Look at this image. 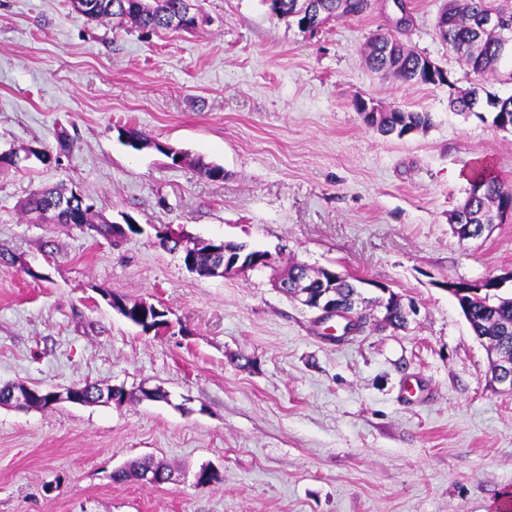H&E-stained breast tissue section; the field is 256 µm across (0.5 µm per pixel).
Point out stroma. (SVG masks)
<instances>
[{
  "instance_id": "obj_1",
  "label": "stroma",
  "mask_w": 512,
  "mask_h": 512,
  "mask_svg": "<svg viewBox=\"0 0 512 512\" xmlns=\"http://www.w3.org/2000/svg\"><path fill=\"white\" fill-rule=\"evenodd\" d=\"M444 0H406L404 43L450 85L368 69L363 48L396 29L393 0L301 31L264 0H199L189 31L92 21L70 0H0V387H123V403L0 404V512H495L512 494V395L447 290L505 277L512 216L462 240L449 216L473 168L512 185V131L454 112L476 78L436 33ZM430 113L382 136L357 100ZM146 132L135 150L122 129ZM50 153L42 163L28 149ZM182 154L181 163L166 150ZM223 168L220 181L199 162ZM82 191L140 233L33 223L42 187ZM224 241L271 266L205 277L168 251ZM389 286L406 328L337 342L274 288L293 263ZM163 307L145 334L108 301ZM161 389L163 400L141 398ZM151 456L172 473L114 481ZM217 475L196 482L200 470Z\"/></svg>"
}]
</instances>
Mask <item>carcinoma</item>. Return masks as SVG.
<instances>
[{
  "label": "carcinoma",
  "mask_w": 512,
  "mask_h": 512,
  "mask_svg": "<svg viewBox=\"0 0 512 512\" xmlns=\"http://www.w3.org/2000/svg\"><path fill=\"white\" fill-rule=\"evenodd\" d=\"M98 9L95 20H130L136 27L156 31L170 28V17L182 12L184 0H95ZM272 13L289 16L304 12L297 23L308 19L313 28H322L333 19L346 16H360L371 8L370 0H264ZM494 13L508 26V35L512 37V0H445L441 16L436 25L440 39L448 49L457 54L460 62L478 78L473 86L452 94L450 106L457 112L474 114L476 109L484 107L492 114V122L502 129L512 128V96L502 99L489 92L483 82L490 78H505L512 81V67L507 71L501 68L512 64V41L504 42L499 30L483 28L486 14ZM366 62L374 70L385 71L407 83L430 85L424 72L419 69L421 54L406 47L391 33H378L368 43L365 50ZM432 124L428 112L408 111L393 106L381 114L375 126L376 131L387 136H405L410 130L427 129ZM60 208L53 216L59 224H79L90 226L99 236L112 238V224L107 216L93 210L86 203V197H73L63 188H44L32 193L22 204L25 214L35 215V219L47 218L49 207ZM512 210V186L505 185L496 175L481 170L473 175L470 191L450 217L452 223L465 226L457 231L462 239L476 238L482 235L485 225L503 219L507 210ZM170 251H183L192 257L193 271L206 276L223 275L224 257L211 252V245L188 247L174 240L164 243ZM326 275V269L313 270L302 264H293L288 268V282L308 276L316 280ZM336 292L349 300L365 302L355 283L344 277L336 283ZM128 321L134 325L142 322L155 330L166 324V313L150 311L141 314L139 302L129 303ZM469 324L478 337L496 336L499 346L506 355L512 354V297H503L496 290H484L470 298ZM163 469L150 458L136 460L125 470L114 474V480L123 482L136 476L138 471L148 468Z\"/></svg>",
  "instance_id": "obj_1"
}]
</instances>
